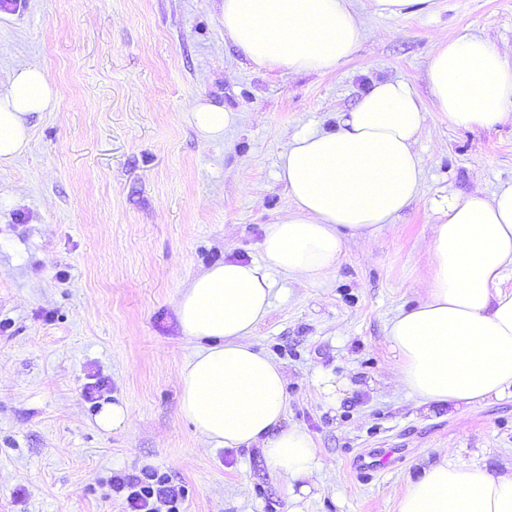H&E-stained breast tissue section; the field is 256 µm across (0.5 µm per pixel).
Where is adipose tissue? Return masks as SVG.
<instances>
[{"instance_id": "ef3b65f1", "label": "adipose tissue", "mask_w": 512, "mask_h": 512, "mask_svg": "<svg viewBox=\"0 0 512 512\" xmlns=\"http://www.w3.org/2000/svg\"><path fill=\"white\" fill-rule=\"evenodd\" d=\"M224 33L256 66L332 73L361 36L349 0H223ZM427 78L449 124L491 129L511 114L512 59L486 40L439 42ZM43 69L16 68L0 87V166L30 140L31 115L54 111ZM424 121L408 82L373 84L332 131L296 133L280 153L286 216L265 228L263 261L227 259L194 277L177 303L185 336L201 346L179 373V410L216 448L261 449L288 483L289 512H306L324 462L312 435L286 425V375L252 337L271 308L272 274L317 284L335 271L350 236L391 224L424 179L415 149ZM425 298L387 325L394 382L422 411L469 410L512 395V183L435 200ZM396 512H512V471L448 460L408 482Z\"/></svg>"}]
</instances>
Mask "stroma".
<instances>
[{
  "instance_id": "obj_1",
  "label": "stroma",
  "mask_w": 512,
  "mask_h": 512,
  "mask_svg": "<svg viewBox=\"0 0 512 512\" xmlns=\"http://www.w3.org/2000/svg\"><path fill=\"white\" fill-rule=\"evenodd\" d=\"M362 37L331 74L260 69L224 35L222 0H0V83L43 68L57 108L30 121L24 155L0 169V512H130L115 474L151 469L184 488V512H288L284 477L259 448H212L179 412L178 373L198 348L176 303L225 257H262L285 213L277 158L305 129L332 130L380 79L408 81L425 112L413 202L370 243L349 238L336 273L273 275L252 341L287 374V425L321 450L307 512H395L407 481L453 449L458 464H512V396L427 415L390 382L386 326L424 297L435 198L512 182V119L449 125L426 69L437 40L512 47V0H433L405 16L350 0ZM233 120L206 142L196 100ZM319 375L346 387L331 403ZM127 425L100 430L102 406ZM390 448L359 482V451Z\"/></svg>"
}]
</instances>
